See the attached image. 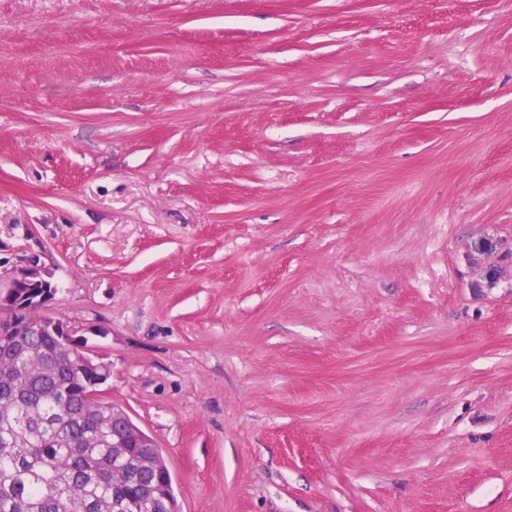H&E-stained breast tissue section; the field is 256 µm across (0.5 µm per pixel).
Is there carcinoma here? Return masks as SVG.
I'll list each match as a JSON object with an SVG mask.
<instances>
[{"label": "carcinoma", "mask_w": 512, "mask_h": 512, "mask_svg": "<svg viewBox=\"0 0 512 512\" xmlns=\"http://www.w3.org/2000/svg\"><path fill=\"white\" fill-rule=\"evenodd\" d=\"M39 316L29 310L0 331V512H162L142 494L155 472L138 467L150 454L165 464L160 449H112V402L87 396L59 338L27 335ZM129 469L137 477L112 481Z\"/></svg>", "instance_id": "cac0c4a2"}]
</instances>
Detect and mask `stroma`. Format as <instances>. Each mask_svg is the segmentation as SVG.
<instances>
[{
	"mask_svg": "<svg viewBox=\"0 0 512 512\" xmlns=\"http://www.w3.org/2000/svg\"><path fill=\"white\" fill-rule=\"evenodd\" d=\"M180 512H512V0H0V271ZM52 269L41 260L40 255L26 256L13 268L0 274V320L11 318L14 312L29 306L25 299L28 290L25 288H51L33 301L34 306L44 307L54 293Z\"/></svg>",
	"mask_w": 512,
	"mask_h": 512,
	"instance_id": "35a3bbf8",
	"label": "stroma"
}]
</instances>
